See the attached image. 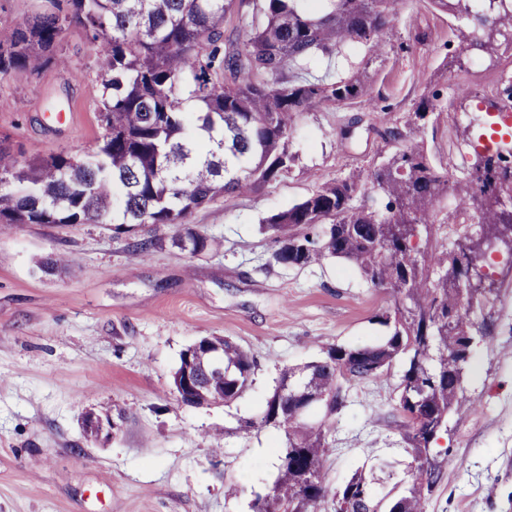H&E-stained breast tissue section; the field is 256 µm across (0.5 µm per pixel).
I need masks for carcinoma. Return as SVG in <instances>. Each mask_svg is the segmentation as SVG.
<instances>
[{"label": "carcinoma", "mask_w": 512, "mask_h": 512, "mask_svg": "<svg viewBox=\"0 0 512 512\" xmlns=\"http://www.w3.org/2000/svg\"><path fill=\"white\" fill-rule=\"evenodd\" d=\"M52 9L0 41V79L15 70L38 71L57 61L73 26L95 47L101 79L97 118L103 121L98 151L80 160L59 154L18 167L0 149V224H182L218 197L230 200L282 177L296 156L289 149L296 117L319 104L348 106L370 96L368 71L337 79L307 73L322 60L349 50L375 52L393 36L399 0H261L239 44L224 42V21L245 0H50ZM443 11L466 12L475 28L467 40L512 32V0H433ZM434 92L407 113L402 142L366 174L351 173L321 184L299 203L273 215L269 228L281 238L275 260L307 266L332 257L391 296L380 322L393 325L382 340L333 344L305 366L304 387L279 391L240 428L271 427L284 435L280 473L252 500V512H319L329 494L326 459L335 416L355 384L384 378L401 359L395 411L411 457L402 493L377 500L358 473L332 498L335 512H427L422 486L434 483L430 448L448 418L472 406L462 381L467 362L457 347L480 327L471 309L487 301L488 275L471 270L474 284L458 287L461 245H434L446 224L463 214L486 235L512 225V205L497 195L500 176L512 170V150L479 157L461 210L439 216L451 189L448 171L415 144L439 106ZM181 246L207 247L197 231ZM209 349L224 360V378L206 375L209 357L188 346V365L201 386L190 406L220 401L229 406L252 385V356L222 336ZM316 396L320 420L307 423L297 408Z\"/></svg>", "instance_id": "cac0c4a2"}]
</instances>
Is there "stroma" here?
<instances>
[{
  "label": "stroma",
  "instance_id": "stroma-1",
  "mask_svg": "<svg viewBox=\"0 0 512 512\" xmlns=\"http://www.w3.org/2000/svg\"><path fill=\"white\" fill-rule=\"evenodd\" d=\"M395 35L369 69L378 111L363 100L319 105L298 116L288 174L233 200L216 198L185 225L0 224V512H250L278 477L284 436L239 431L282 371L320 357L330 344L388 335L377 317L390 301L343 261L304 267L274 259L280 242L265 220L321 184L368 170L392 148L430 91L438 117L424 148L465 188L475 145L496 119L483 106L512 85V44L469 48L470 16L434 0H403ZM63 60L0 81V145L18 161L93 154L100 85L96 53L72 30ZM205 235L193 254L182 227ZM156 247L135 250L141 239ZM60 263L54 274L38 264ZM495 292L475 313L487 321L464 378L477 410L453 415L431 448L438 478L429 512H512V257L493 270ZM224 336L257 362L251 387L232 406L188 407L172 391L181 351ZM394 364L354 385L335 418L330 489L363 470L375 497L398 495L410 457L397 430ZM89 409L116 424L110 439H86Z\"/></svg>",
  "mask_w": 512,
  "mask_h": 512
}]
</instances>
